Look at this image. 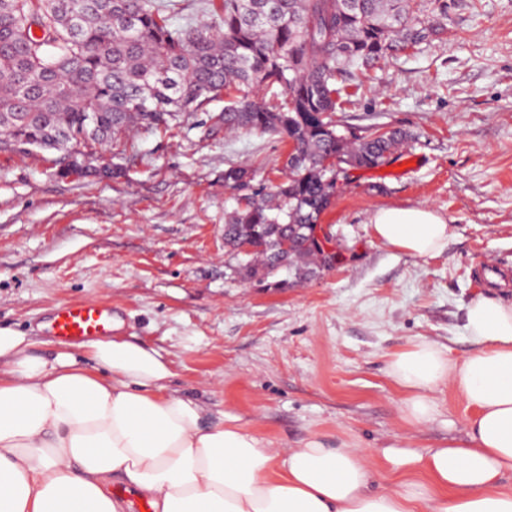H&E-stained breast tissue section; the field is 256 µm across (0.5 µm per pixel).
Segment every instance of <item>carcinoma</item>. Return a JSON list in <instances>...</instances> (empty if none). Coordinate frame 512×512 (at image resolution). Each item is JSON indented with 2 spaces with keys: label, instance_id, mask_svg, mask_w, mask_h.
Wrapping results in <instances>:
<instances>
[{
  "label": "carcinoma",
  "instance_id": "cac0c4a2",
  "mask_svg": "<svg viewBox=\"0 0 512 512\" xmlns=\"http://www.w3.org/2000/svg\"><path fill=\"white\" fill-rule=\"evenodd\" d=\"M180 0H0V151L89 154L127 130L168 131L224 99V129L295 141L273 194L242 168L224 182L245 207L224 224L239 272L263 283L314 270L310 226L330 203L322 159L341 153L377 168L407 134L359 142L324 130L347 102L340 78L366 74L395 50L432 42L448 0H219L210 22L180 16ZM250 245L249 253L239 250Z\"/></svg>",
  "mask_w": 512,
  "mask_h": 512
}]
</instances>
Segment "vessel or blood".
<instances>
[{
    "instance_id": "1",
    "label": "vessel or blood",
    "mask_w": 512,
    "mask_h": 512,
    "mask_svg": "<svg viewBox=\"0 0 512 512\" xmlns=\"http://www.w3.org/2000/svg\"><path fill=\"white\" fill-rule=\"evenodd\" d=\"M113 326L109 304L77 303L56 309L49 330L54 336L78 345L111 335Z\"/></svg>"
}]
</instances>
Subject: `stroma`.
<instances>
[{
	"label": "stroma",
	"instance_id": "stroma-1",
	"mask_svg": "<svg viewBox=\"0 0 512 512\" xmlns=\"http://www.w3.org/2000/svg\"><path fill=\"white\" fill-rule=\"evenodd\" d=\"M223 107L166 134L132 128L126 154L97 152L83 177L60 176L55 151L0 152V328L49 358L54 310L106 302L120 335L173 361L174 390L276 448L317 436L375 454L464 437L470 412L447 388L430 423L405 428L385 367L420 336L462 357L480 266L512 271V0H456L440 39L388 55L337 113L356 137L407 132V154L340 185L320 217L339 263L288 287L255 286L224 252L241 203L225 170L274 192L288 143L212 127ZM398 206L439 211L447 249L419 258L376 240L370 213Z\"/></svg>",
	"mask_w": 512,
	"mask_h": 512
}]
</instances>
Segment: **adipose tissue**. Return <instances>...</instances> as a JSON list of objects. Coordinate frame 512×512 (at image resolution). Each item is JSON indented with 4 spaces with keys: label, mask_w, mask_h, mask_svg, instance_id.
<instances>
[{
    "label": "adipose tissue",
    "mask_w": 512,
    "mask_h": 512,
    "mask_svg": "<svg viewBox=\"0 0 512 512\" xmlns=\"http://www.w3.org/2000/svg\"><path fill=\"white\" fill-rule=\"evenodd\" d=\"M369 223L416 257L448 246L446 218L428 207H381ZM466 330L463 357L418 338L387 361L406 427L430 422L447 387L472 411L465 437L374 456L316 437L280 450L210 420L171 389V360L129 338L46 359L0 329V512H126L117 483L153 512H512V301L478 294Z\"/></svg>",
    "instance_id": "1"
}]
</instances>
